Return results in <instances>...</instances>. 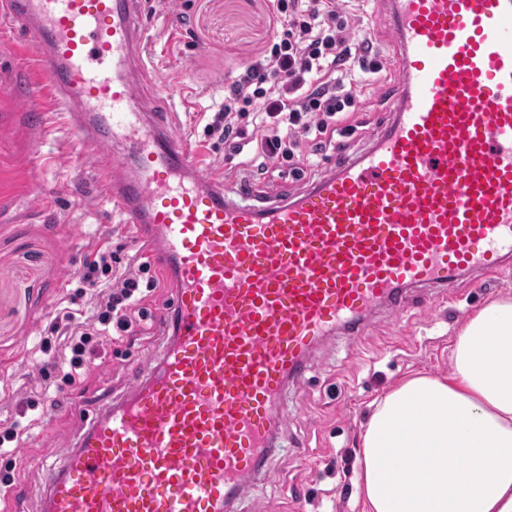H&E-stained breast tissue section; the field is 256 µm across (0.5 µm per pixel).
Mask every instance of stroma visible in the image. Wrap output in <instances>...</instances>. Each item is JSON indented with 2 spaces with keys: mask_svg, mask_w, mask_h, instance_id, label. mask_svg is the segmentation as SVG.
Here are the masks:
<instances>
[{
  "mask_svg": "<svg viewBox=\"0 0 512 512\" xmlns=\"http://www.w3.org/2000/svg\"><path fill=\"white\" fill-rule=\"evenodd\" d=\"M141 9L148 26L143 58L159 79L140 88L143 105L174 111V134L188 143L205 174L223 178L226 191H233L261 131L250 116L240 117L248 141L236 149L205 127L240 66L270 49L276 31L271 0H143ZM337 11L351 40L371 36L382 62L391 64L397 44L384 0H361L352 9L341 4ZM28 62L15 50L10 20L0 16V197L13 198L10 210L0 212V421L18 425L17 438L0 449V512H41L45 487L29 464L64 460L98 410L94 396L121 400L160 364L170 343L161 313L174 295L166 283L149 293L132 332L97 347L84 381L64 388L47 426L32 425L33 417L46 415L43 390L59 382L38 343L49 336L58 308L72 301L86 309L79 281L85 262L106 249L114 274H129L147 261L149 250L108 204L64 115L56 114L43 131L29 124L12 79ZM392 82L383 77L357 96L353 111L336 125L335 147L305 159L267 160L265 177L247 181L251 192L267 199L295 196L336 161L370 148L392 118ZM503 296H512V273H476L447 299L397 317L376 315L364 342L327 340L312 354L304 381L288 386L266 466L231 512H362L359 436L371 402L410 372L450 375L448 347L457 332L479 307ZM33 396L39 402L31 408ZM18 454L27 468L15 465Z\"/></svg>",
  "mask_w": 512,
  "mask_h": 512,
  "instance_id": "35a3bbf8",
  "label": "stroma"
}]
</instances>
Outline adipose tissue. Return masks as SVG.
Instances as JSON below:
<instances>
[{"instance_id":"ef3b65f1","label":"adipose tissue","mask_w":512,"mask_h":512,"mask_svg":"<svg viewBox=\"0 0 512 512\" xmlns=\"http://www.w3.org/2000/svg\"><path fill=\"white\" fill-rule=\"evenodd\" d=\"M445 379L415 373L360 437L365 512H512V297L474 314Z\"/></svg>"}]
</instances>
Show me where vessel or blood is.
<instances>
[{"instance_id":"b4317fda","label":"vessel or blood","mask_w":512,"mask_h":512,"mask_svg":"<svg viewBox=\"0 0 512 512\" xmlns=\"http://www.w3.org/2000/svg\"><path fill=\"white\" fill-rule=\"evenodd\" d=\"M387 2L391 124L299 196L249 203L199 168L169 109L137 108L139 0H0L31 53L26 114L47 127L48 86L92 155L128 142L98 179L174 289L159 368L37 466L46 512H227L313 348L411 292L512 268V0Z\"/></svg>"}]
</instances>
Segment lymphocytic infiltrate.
Masks as SVG:
<instances>
[{"label":"lymphocytic infiltrate","mask_w":512,"mask_h":512,"mask_svg":"<svg viewBox=\"0 0 512 512\" xmlns=\"http://www.w3.org/2000/svg\"><path fill=\"white\" fill-rule=\"evenodd\" d=\"M273 7L280 26L269 55L242 66L208 130L238 146L247 132L237 118L249 110L264 129L260 156L285 157L311 139L320 148L333 146L337 113L354 104L355 88L381 78L384 65L355 68V59L371 53L373 44L367 38L349 42L332 0H273ZM313 112L321 115L314 123L308 119ZM80 281L91 292L98 329L88 331L78 310L65 307L54 318L53 337L40 345L67 386L82 381L97 345L111 340L113 331L129 330L142 288L161 285L154 276L143 282L130 275L113 287L112 254L107 250L97 251L86 263Z\"/></svg>","instance_id":"lymphocytic-infiltrate-1"}]
</instances>
